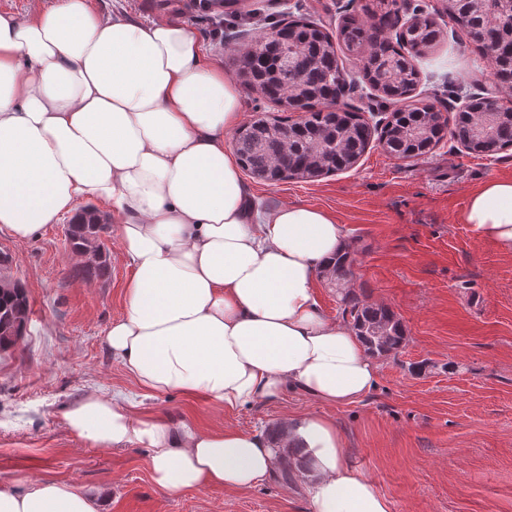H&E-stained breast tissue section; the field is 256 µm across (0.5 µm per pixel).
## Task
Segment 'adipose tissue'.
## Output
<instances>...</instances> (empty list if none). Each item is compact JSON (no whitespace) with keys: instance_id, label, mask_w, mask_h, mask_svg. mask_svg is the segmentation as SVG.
<instances>
[{"instance_id":"ef3b65f1","label":"adipose tissue","mask_w":512,"mask_h":512,"mask_svg":"<svg viewBox=\"0 0 512 512\" xmlns=\"http://www.w3.org/2000/svg\"><path fill=\"white\" fill-rule=\"evenodd\" d=\"M233 77L203 57L197 33L170 20L101 15L90 0L0 12V232L25 241L80 199L107 201L133 270L106 343L148 395L179 392L216 409L290 390L354 403L379 368L344 322L328 319L316 280L347 246L345 228L306 204L256 203L224 144L242 120ZM512 255V179L470 193L461 215ZM92 392L65 413L94 448L150 449L160 489L248 491L284 466L305 476L308 512H393L354 466L336 422L289 416L276 434L204 432ZM0 512H101L71 482L18 493Z\"/></svg>"}]
</instances>
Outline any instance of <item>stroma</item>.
Returning <instances> with one entry per match:
<instances>
[{"instance_id":"35a3bbf8","label":"stroma","mask_w":512,"mask_h":512,"mask_svg":"<svg viewBox=\"0 0 512 512\" xmlns=\"http://www.w3.org/2000/svg\"><path fill=\"white\" fill-rule=\"evenodd\" d=\"M244 2L247 11L231 17L191 0H92L107 16L118 9L142 22L192 25L204 56L232 75L234 48L262 29L302 15L333 31L362 17L371 0ZM428 12L443 38L415 62V100L452 120L468 100L487 96L491 67L442 0H430ZM338 57L352 85L346 104L386 123L394 103L364 79L355 56ZM490 178H512V149L471 153L448 136L426 156L405 160L371 143L353 167L314 182L249 179L264 203L311 204L336 216L355 252L352 292L389 306L403 322L406 345L378 358L377 387L343 405L294 391L238 411L176 392L142 396L105 341L132 275L116 233L106 235L105 270L92 278L76 273L84 260L72 251L68 217L24 242L0 233V254L31 310L26 335L0 353V484L24 493L41 481L73 482L98 497L102 512H307L297 480L245 493L170 494L150 478L149 449L101 450L70 435V406L92 391L122 392L169 423L203 430H258L291 414L321 413L336 420L351 462L393 512H512V255L460 220L470 192ZM420 362L425 371H416Z\"/></svg>"}]
</instances>
